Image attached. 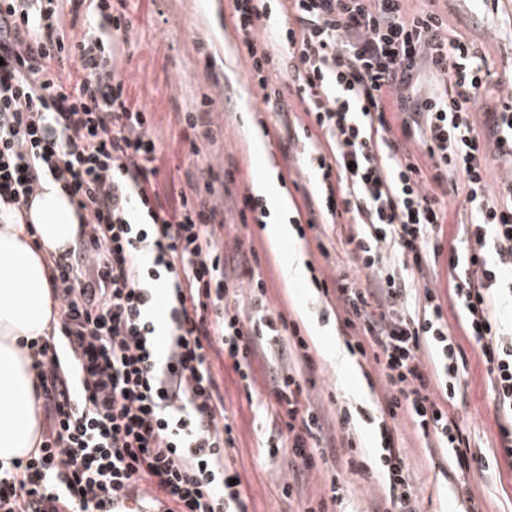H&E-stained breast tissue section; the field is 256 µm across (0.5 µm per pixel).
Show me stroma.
I'll use <instances>...</instances> for the list:
<instances>
[{
  "label": "stroma",
  "instance_id": "obj_1",
  "mask_svg": "<svg viewBox=\"0 0 512 512\" xmlns=\"http://www.w3.org/2000/svg\"><path fill=\"white\" fill-rule=\"evenodd\" d=\"M407 7L412 12L436 10L447 19L450 36L472 44L486 57L499 84L482 93L476 109L496 108L500 87L512 85V0H407ZM124 12L131 26L125 39L114 42L116 64L127 79L131 100L153 114V131L160 145L156 161L160 196H168L187 178L200 176L206 161L233 172L235 182L224 198V239L230 242L238 236L245 247L255 248L271 303L299 324L315 362L313 400L331 419L346 405L376 414L383 404L384 389L382 384L369 383L366 373L370 364L358 360L359 376L352 381L341 377L325 359V344L344 341L345 329L313 282L314 275L331 271L335 265H353L352 253L342 247L337 236L320 242L311 231L293 234L291 243L275 249L265 225L238 223L243 195L252 193L267 175L278 177L292 206L285 217L289 224L296 219L295 206L302 204L303 193L310 188L299 148L287 153L281 148L289 130L312 124L295 88H284L283 112L267 110L246 73L232 0H125ZM206 97L212 101L210 120L215 138L197 157L191 152V131L182 117L200 107ZM256 139L264 146V156L253 150ZM295 241L304 255L305 274L291 283L285 275L284 258ZM462 346L467 367L455 415L467 431L471 447L481 450L483 460L466 475H459L447 450L427 445L412 420L406 418L399 424V436L407 452L409 475L424 512H468L473 505L480 512H512V468L499 447L492 389L478 352L470 341H463ZM211 362L236 428V442L226 449L225 461L244 475L249 512H298L297 503L279 497L276 491L293 472L287 451L272 458L259 446L269 415L247 399L230 360L215 355ZM349 481L348 512H383L386 492L381 478L353 475Z\"/></svg>",
  "mask_w": 512,
  "mask_h": 512
}]
</instances>
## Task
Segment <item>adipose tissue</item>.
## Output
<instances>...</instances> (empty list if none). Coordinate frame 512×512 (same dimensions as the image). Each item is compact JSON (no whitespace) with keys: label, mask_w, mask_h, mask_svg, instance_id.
<instances>
[{"label":"adipose tissue","mask_w":512,"mask_h":512,"mask_svg":"<svg viewBox=\"0 0 512 512\" xmlns=\"http://www.w3.org/2000/svg\"><path fill=\"white\" fill-rule=\"evenodd\" d=\"M80 239L77 206L51 179L42 180L28 211L0 214V465L7 469L40 445L42 389L32 346L57 320L48 261Z\"/></svg>","instance_id":"ef3b65f1"}]
</instances>
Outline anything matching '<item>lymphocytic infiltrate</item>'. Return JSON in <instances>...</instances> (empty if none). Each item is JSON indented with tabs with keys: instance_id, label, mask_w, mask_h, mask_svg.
<instances>
[{
	"instance_id": "lymphocytic-infiltrate-1",
	"label": "lymphocytic infiltrate",
	"mask_w": 512,
	"mask_h": 512,
	"mask_svg": "<svg viewBox=\"0 0 512 512\" xmlns=\"http://www.w3.org/2000/svg\"><path fill=\"white\" fill-rule=\"evenodd\" d=\"M83 3L0 0V203L29 205L50 177L83 223L79 251L51 267L58 320L34 352L49 426L15 473L0 476V512H99L125 492L160 499L167 512H248L224 463L235 438L209 359L216 349L250 397L254 359L272 367L275 413L261 445L287 449L299 465L282 495L299 498L301 512L342 506L338 474L316 497L299 484L341 447L350 473L367 472L353 416L339 414L343 444L325 437L299 325L271 306L257 254L227 249L217 199L231 174L208 171L161 200L151 116L112 59L113 34L129 22L95 0L99 22L65 35V14L79 16ZM289 9L286 25L266 0H233L234 26L268 109L282 111L272 79L286 78L328 138L329 152L312 138L302 147L317 175L311 196L323 229L343 235L357 264L317 286L332 291L351 354L372 361L387 388L377 419L385 512H422L398 418L451 449L460 471L472 462L452 411L464 352L438 289L415 279L430 256L447 258L512 464V174L492 186L486 164L491 145L512 170V90L476 127L473 108L493 83L485 59L449 38L441 14L408 12L406 0H289ZM412 137L429 168L402 156L401 139ZM453 171L464 179L467 227L462 248L445 253L440 195Z\"/></svg>"
}]
</instances>
